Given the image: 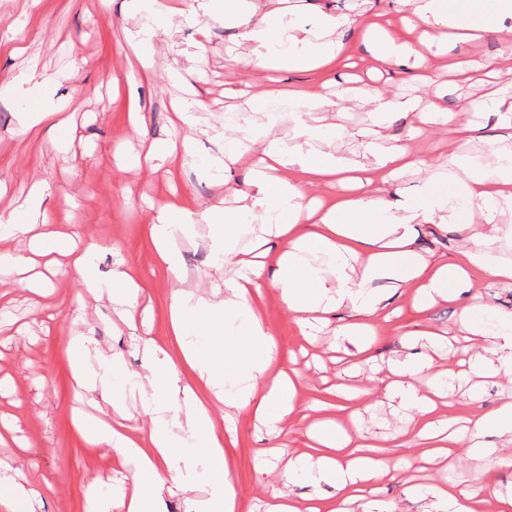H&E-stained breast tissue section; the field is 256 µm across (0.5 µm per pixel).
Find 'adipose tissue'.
<instances>
[{
  "instance_id": "1",
  "label": "adipose tissue",
  "mask_w": 512,
  "mask_h": 512,
  "mask_svg": "<svg viewBox=\"0 0 512 512\" xmlns=\"http://www.w3.org/2000/svg\"><path fill=\"white\" fill-rule=\"evenodd\" d=\"M299 13L294 0H224V18L237 29L240 42L258 43L255 65L262 69L277 63L300 71L341 65L345 50L337 33L352 25L361 33L372 32L371 25L329 15L321 16L310 29L284 27L286 16ZM420 27L447 31L462 42L477 40L489 30L508 40L512 38V0H492L479 14L469 7H454L449 0H416L402 30L382 35L377 62L384 67L405 62L415 70H429L430 57L413 49L404 36L405 31ZM238 94L251 101L259 96L288 100L302 117L293 142L269 138L267 124L260 123L224 158L225 169L242 166L252 178L246 189L237 190L240 205L233 212L210 207L199 214L197 224L206 226L214 268H234L224 280L223 291L195 302L182 293L174 297L169 320L173 334L185 342L175 354L156 341L145 342V371L138 379L126 378L120 358L114 355L88 365V340L73 341V371L79 386L100 390L103 401L115 407L133 403L151 422L149 434L138 437L119 432L97 417L76 414L75 425L90 444L115 449L131 465L129 492L117 498L90 495L87 512H158L165 497L193 489L192 464L198 460L213 476L210 497L204 510L191 504L186 512H234L224 436L214 417L217 405L253 414L275 439L287 434L290 418L313 409L312 404L298 400L293 377L277 361V338L256 308L268 286L279 290L307 338L320 330L328 314L347 310L351 320L337 325L336 334L357 357L367 353L371 321L387 314L396 291L415 288V300L423 307L440 299L461 301L457 353L466 358L470 370L512 379V313L487 323L482 317L487 307L471 290L475 270L492 284L512 285V224L501 221L505 212L512 211V150L492 147L495 165L491 168L457 155L458 173L451 185L429 178L415 199L405 200L390 192L389 184L420 161L408 148L382 146L387 117L401 113L420 126L446 125L464 141L471 140L475 130L471 122L460 121L456 113L438 105L425 111L410 98L376 96L372 124L359 131L372 157L365 164L319 149V142L333 129L321 119L332 102L316 87H270L256 93L247 86ZM313 185L337 187L333 203L308 198L306 190ZM49 191L47 182L36 183L9 214H0V240L23 237L30 245L25 254H0V285L20 276L30 291L42 292L45 280L34 269L40 257L58 253L71 257L92 298L112 302L120 319L133 323L139 282L122 262L109 277H101L95 262L100 242L86 239L77 225L50 224L41 209ZM473 214L480 222L468 232L453 263L438 264L421 253L418 239L423 229L459 225ZM185 216L183 208L172 204L155 226L158 260L173 275L180 269L171 245L174 231H196L197 224L185 223ZM244 224L253 227L255 247L265 245L270 235L283 239L276 270H268L265 261L240 249L239 230ZM381 276L391 279L390 290L372 288V281ZM202 324L207 327L203 334L197 331ZM185 367L203 383L208 397H201L183 381ZM447 378V373L435 370L427 355H410L390 364L381 382L408 416L401 437L407 444L424 447L428 462L458 455L468 447L480 449L487 468H511L512 456L500 454L497 446L512 444V400L491 412L474 411L465 426H457L455 419L435 415V399ZM420 380L426 381V390L417 388ZM177 403L184 406V418L174 422L166 413ZM307 438L305 452L289 462L288 472L304 476L313 488L324 484L332 488L327 510L313 507L309 512H349L350 503L364 499L368 482L398 476L397 468L367 442L360 412H353L346 423L321 421L308 430ZM489 490L480 476L470 488L459 491L445 485L428 487L426 512H471V500Z\"/></svg>"
}]
</instances>
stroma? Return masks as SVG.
<instances>
[{
    "label": "stroma",
    "instance_id": "stroma-1",
    "mask_svg": "<svg viewBox=\"0 0 512 512\" xmlns=\"http://www.w3.org/2000/svg\"><path fill=\"white\" fill-rule=\"evenodd\" d=\"M306 18L325 13L369 20L388 30L398 29L411 7L404 0H304ZM128 0H0V36L10 35L13 45L0 46V213L9 203L25 196L32 180L47 181L52 190L42 209L55 224L80 225L84 234L106 244L96 258L102 276H109L116 255H123L136 274L142 295L141 306L150 310L148 325L129 327L112 311L109 301L97 302L84 292L75 273L53 278L47 295L12 288L10 301L0 307V381L9 391L0 395V412L8 415L12 427L0 436V466L19 470L27 488L34 490L35 512H86L90 491L110 494L126 486L130 474L110 448L85 443L71 419L73 408L95 412L100 399L80 391L72 373L70 340L84 336L92 345L117 355L126 375L143 373L142 343L147 339L169 338L168 306L176 293L209 296L220 274L212 267L210 242L205 230L193 235L175 233L172 246L177 252L181 278L163 273L156 264L152 218L158 209L177 200L191 212L236 205L233 188L244 186L250 176L246 169H233L230 176L211 166L223 156L245 129L263 121L270 135L289 139L296 124L294 108L282 101H259L229 97L231 89L246 83L256 88L275 84L303 87L327 84L335 87L351 73L362 74L360 89L353 98L337 100L326 120L338 124L336 134L320 142L321 150L350 160H365V142L357 137L359 128L371 122L372 99L417 98L421 105L438 103L459 113L462 120L479 124L467 145H460L447 127H433L411 136L410 119L392 115L386 124L387 144L408 147L423 165L393 184L406 197L415 196L428 177L454 173L453 157L465 153L476 163L487 164L486 141L498 138L502 130L495 112L484 109L494 91L512 93V75L494 79L475 74L465 83L452 71L455 56L478 59L512 53V42L489 33L477 43L461 44L453 54L439 58L431 80L417 79L407 68L394 66L369 76L373 66L372 42L359 32L342 31L352 68L302 72L281 68L261 72L254 69L252 46L239 43L236 29L224 21L222 8L203 19L202 27L171 18L167 27L157 29L152 39V67L148 78L124 80V56L130 47L124 29H137L143 17L127 15ZM25 47L14 55L12 46ZM35 58L39 72L57 77L56 95L67 101L74 128L67 152L52 147L56 132L51 123L27 129L20 114L31 106L26 85L13 79ZM117 89H109L110 80ZM137 99L145 119L146 137H139L128 121V102ZM199 100L208 107L197 126L188 128L177 120L175 99ZM192 139L194 163L169 170H124L115 156L141 152L146 140L169 137ZM413 289L396 297L391 321L377 320L371 336L370 364L386 373L390 363L412 353L426 352L421 331L453 335L459 319L457 304L440 300L421 310L413 304ZM259 311L277 336L278 360L296 370L301 401L328 399L336 390V376L353 363L339 356L333 324L347 321L349 314H330V328L314 341H306L289 316L277 289L265 288ZM351 384L367 389L370 408L362 415L363 427L377 445L386 449L389 462L400 464L399 479L376 484L373 500L394 502L406 512H422L413 503L415 490L446 484L467 488L484 466L482 458L463 453L452 461L424 462L423 447L402 445L399 432L403 412L384 391L382 384L367 374L351 377ZM512 399V380L470 376L452 381L438 400V413L448 418L467 417L473 408L492 410ZM348 411L330 408L310 413L305 420L289 424L287 446L280 455L269 454L270 442L264 427L245 414H234L235 433L224 439L229 479L236 494L235 512H264L272 491L302 500L311 486L287 482L284 472L290 458L304 449L306 430L318 421H347Z\"/></svg>",
    "mask_w": 512,
    "mask_h": 512
}]
</instances>
